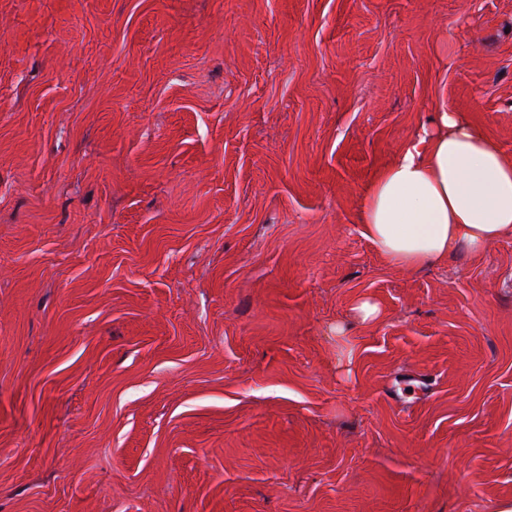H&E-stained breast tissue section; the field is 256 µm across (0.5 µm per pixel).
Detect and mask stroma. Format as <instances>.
Returning <instances> with one entry per match:
<instances>
[{
    "instance_id": "stroma-1",
    "label": "stroma",
    "mask_w": 512,
    "mask_h": 512,
    "mask_svg": "<svg viewBox=\"0 0 512 512\" xmlns=\"http://www.w3.org/2000/svg\"><path fill=\"white\" fill-rule=\"evenodd\" d=\"M443 110L512 158V0H0V512L512 501V235L357 224Z\"/></svg>"
}]
</instances>
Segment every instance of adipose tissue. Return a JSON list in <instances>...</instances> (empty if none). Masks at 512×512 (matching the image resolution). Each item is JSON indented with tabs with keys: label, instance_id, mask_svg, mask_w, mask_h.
<instances>
[{
	"label": "adipose tissue",
	"instance_id": "1",
	"mask_svg": "<svg viewBox=\"0 0 512 512\" xmlns=\"http://www.w3.org/2000/svg\"><path fill=\"white\" fill-rule=\"evenodd\" d=\"M358 222L395 267L438 265L463 247L480 252L512 235V160L464 114L442 112L366 187Z\"/></svg>",
	"mask_w": 512,
	"mask_h": 512
}]
</instances>
